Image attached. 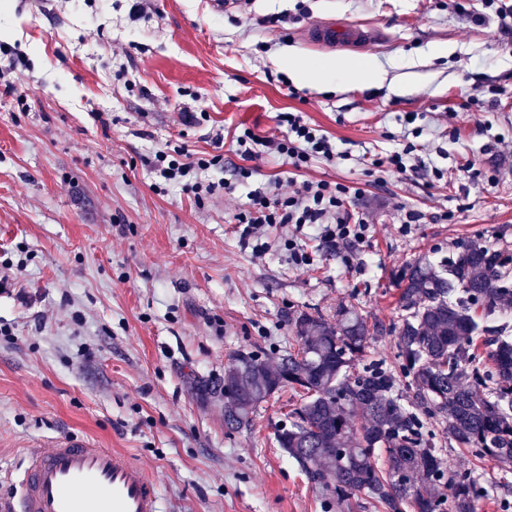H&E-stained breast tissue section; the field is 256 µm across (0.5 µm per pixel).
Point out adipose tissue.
I'll list each match as a JSON object with an SVG mask.
<instances>
[{"label":"adipose tissue","instance_id":"adipose-tissue-1","mask_svg":"<svg viewBox=\"0 0 512 512\" xmlns=\"http://www.w3.org/2000/svg\"><path fill=\"white\" fill-rule=\"evenodd\" d=\"M289 75L298 83L308 85L323 79H342L347 74H356L360 83L382 85L389 79V69L374 60L357 61L350 57L339 56L313 66L307 58L296 50H289L283 57Z\"/></svg>","mask_w":512,"mask_h":512}]
</instances>
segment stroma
I'll use <instances>...</instances> for the list:
<instances>
[{
	"label": "stroma",
	"mask_w": 512,
	"mask_h": 512,
	"mask_svg": "<svg viewBox=\"0 0 512 512\" xmlns=\"http://www.w3.org/2000/svg\"><path fill=\"white\" fill-rule=\"evenodd\" d=\"M462 3L249 0L216 13L208 0H0V277L5 261H26L22 292L0 290L1 498L30 446L81 433L142 464L165 512H340L276 443L291 390L228 433L224 396L208 388L236 352L278 362L296 342L289 314L348 302L378 328L373 357L395 365V273L462 239L512 245V32L486 0ZM272 14L286 16L287 38L259 26ZM314 23L373 39L318 48L302 36ZM291 48L315 63L413 58L417 78L403 94L289 87L278 76ZM288 111L339 149L294 180L360 190L363 243L339 248L291 224L246 241L233 224L283 170L265 154L239 182L234 130L287 138L276 115ZM191 112L209 119L189 123ZM409 143L423 167L372 168ZM170 144L223 155L199 177L227 189L202 203L176 184L157 192L143 160ZM404 207L418 223L403 224ZM291 237L311 266L293 263ZM430 428L444 459L490 487L484 512H500L512 470Z\"/></svg>",
	"instance_id": "stroma-1"
}]
</instances>
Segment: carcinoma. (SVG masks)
<instances>
[{"instance_id": "carcinoma-1", "label": "carcinoma", "mask_w": 512, "mask_h": 512, "mask_svg": "<svg viewBox=\"0 0 512 512\" xmlns=\"http://www.w3.org/2000/svg\"><path fill=\"white\" fill-rule=\"evenodd\" d=\"M454 249L395 275L396 366L369 355L373 329L359 305L337 306L332 320L296 312L288 326L298 343L276 368L254 352L225 366V431L250 427L261 403L287 387L299 403L276 442L336 505L482 512L489 488L443 461L428 420L441 418L476 458L512 465V340L499 323L512 309V254L480 238Z\"/></svg>"}]
</instances>
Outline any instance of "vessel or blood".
I'll return each instance as SVG.
<instances>
[{"label": "vessel or blood", "mask_w": 512, "mask_h": 512, "mask_svg": "<svg viewBox=\"0 0 512 512\" xmlns=\"http://www.w3.org/2000/svg\"><path fill=\"white\" fill-rule=\"evenodd\" d=\"M306 40L358 45L368 38L355 26L317 25ZM0 512H163L157 487L146 469L126 455L100 448L88 437L58 436L50 449L32 448L13 496Z\"/></svg>", "instance_id": "obj_1"}]
</instances>
